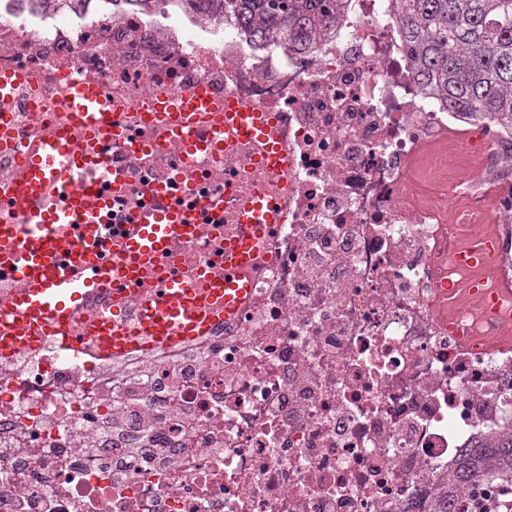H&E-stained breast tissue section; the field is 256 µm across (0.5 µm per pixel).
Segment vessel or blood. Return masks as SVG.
<instances>
[{"mask_svg": "<svg viewBox=\"0 0 512 512\" xmlns=\"http://www.w3.org/2000/svg\"><path fill=\"white\" fill-rule=\"evenodd\" d=\"M66 108L82 137L58 129L27 145L14 141L8 123L0 124V145L16 151L19 165L18 179L6 188L7 207L0 210V281L13 285L0 304V359L21 351L40 354L50 338L61 353L119 359L206 335L247 301V272L280 221L279 197L263 191L242 196L236 222L224 233L223 270L200 265L195 281L152 278L173 243L196 228L193 215L172 203L140 212L130 232L113 241L111 257L102 259L97 243L107 228L98 216L107 201L98 186L112 176L102 146L128 134L98 86L74 80ZM140 110L159 133L178 139L185 165L203 156L223 159L231 140L243 138L257 147L255 165L277 179L287 175L276 118L260 107L225 97L205 135L190 115L216 112L206 86L145 99ZM133 292L138 299L130 310L125 300Z\"/></svg>", "mask_w": 512, "mask_h": 512, "instance_id": "obj_1", "label": "vessel or blood"}]
</instances>
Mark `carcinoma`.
Instances as JSON below:
<instances>
[{
    "label": "carcinoma",
    "mask_w": 512,
    "mask_h": 512,
    "mask_svg": "<svg viewBox=\"0 0 512 512\" xmlns=\"http://www.w3.org/2000/svg\"><path fill=\"white\" fill-rule=\"evenodd\" d=\"M221 4L259 39L288 36L303 47L336 25L337 0H194ZM401 33L426 93L450 110L512 125V0H399ZM494 461L512 478V435L467 449L448 483L481 481Z\"/></svg>",
    "instance_id": "cac0c4a2"
}]
</instances>
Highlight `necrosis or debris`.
Masks as SVG:
<instances>
[{
	"label": "necrosis or debris",
	"mask_w": 512,
	"mask_h": 512,
	"mask_svg": "<svg viewBox=\"0 0 512 512\" xmlns=\"http://www.w3.org/2000/svg\"><path fill=\"white\" fill-rule=\"evenodd\" d=\"M397 16L398 0H344L300 48L186 0H0V71L26 76L18 139L64 121L71 80L121 104L130 140L105 146L122 179L101 184L112 205L98 221L122 233L165 182L198 221L168 272L223 263L205 201L271 183L246 141L185 168L139 102L204 84L274 112L288 149L283 221L249 303L207 338L140 359L169 386L177 466L134 459L116 483L70 446L71 429L121 409V391L101 389L105 362L0 363V432L24 431L34 450L24 468L0 456L17 512H431L463 449L512 433V322L486 314L474 271L452 263L484 247L486 288L512 281V127L427 95ZM443 280L456 284L445 299Z\"/></svg>",
	"instance_id": "4bbe7bcc"
}]
</instances>
